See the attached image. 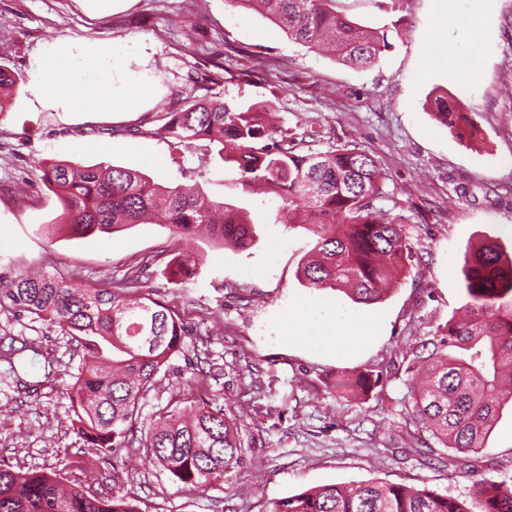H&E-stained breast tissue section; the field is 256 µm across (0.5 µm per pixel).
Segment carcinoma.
<instances>
[{
	"label": "carcinoma",
	"instance_id": "carcinoma-1",
	"mask_svg": "<svg viewBox=\"0 0 512 512\" xmlns=\"http://www.w3.org/2000/svg\"><path fill=\"white\" fill-rule=\"evenodd\" d=\"M336 0H227L234 9L259 4L288 36L310 48L332 45L337 58L365 67L392 47L387 31L361 26L336 13ZM436 119L462 139L477 127L469 113L434 99ZM271 106H228L218 95L185 97L161 116L170 153L179 159L207 141L225 153L239 180L273 190L282 207L301 204L302 225L316 237L301 263L304 286L345 293L371 305L384 299L415 252L404 225L381 219L387 174L368 153L343 146L312 149L313 134L270 121ZM39 180L58 198L62 213L47 228L49 238L114 234L134 224H158L183 248L168 262V281L195 285L204 263L194 241L207 228L213 245L244 252L254 241V223L238 209L209 200L200 187L166 186L139 170L104 162L83 166L42 160ZM465 303L460 313L416 339L397 370L407 375L415 427L412 451L438 444L450 451L442 463L472 480L469 499L428 488L368 481L325 484L278 499L269 512H512V485L492 473L501 463L483 454L484 443L512 401V256L499 243L482 240L463 256ZM149 266L132 268L116 283H88L32 274L0 264V310L59 329L82 352L67 396L77 435L87 446L109 451L139 444L168 477L203 487L222 482L246 462L241 423L224 408L185 397L159 408L146 432L135 434L139 411L169 361L182 353L191 327L153 297ZM367 376L336 377V391L365 394ZM0 512H139L126 496L89 494L64 486L58 474L34 471L22 477L0 463Z\"/></svg>",
	"mask_w": 512,
	"mask_h": 512
}]
</instances>
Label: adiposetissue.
<instances>
[{
  "label": "adipose tissue",
  "instance_id": "ef3b65f1",
  "mask_svg": "<svg viewBox=\"0 0 512 512\" xmlns=\"http://www.w3.org/2000/svg\"><path fill=\"white\" fill-rule=\"evenodd\" d=\"M436 30L448 31L464 28L465 38L448 45L446 54L425 60L424 69L442 68L456 74L460 59H467L466 73L478 78L482 71V55L470 54L472 44L483 43L484 29L477 18H464L463 14L447 9L434 18ZM112 45L86 44L77 46L64 40L50 44L44 59L33 73L32 93L42 103L66 112H107L121 107L112 96ZM368 333L365 324L347 317H337L331 327L301 335L300 340L309 347L328 346L337 353L351 351Z\"/></svg>",
  "mask_w": 512,
  "mask_h": 512
}]
</instances>
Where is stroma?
Masks as SVG:
<instances>
[{"label":"stroma","mask_w":512,"mask_h":512,"mask_svg":"<svg viewBox=\"0 0 512 512\" xmlns=\"http://www.w3.org/2000/svg\"><path fill=\"white\" fill-rule=\"evenodd\" d=\"M437 8L438 0H336V12L351 21L388 30L390 49L374 66L356 68L226 0H112L107 11L89 0H0V63L21 77L0 119V257L22 269L78 270L94 282L151 261L156 298L192 332L159 376L141 426L189 393L240 420L251 449L227 482L193 488L147 462L145 449L112 456L84 446L66 396L80 359L73 343L56 328L0 311V347H25L28 360L19 377L0 362V462L21 474H59L99 496L120 491L141 512H269L272 501L309 487L371 480L468 496L469 478L404 455L412 395L405 374L390 367L412 338L463 304L460 269L470 245L490 239L512 254V0H491L476 79L423 71V56L448 45L431 25ZM59 39L113 44L121 51L114 89L145 83L149 95L127 97L115 112L40 105L30 80L44 48ZM206 84L233 107L271 103L288 128L320 119L316 150L349 144L375 158L388 175L379 206L405 225L418 255L384 300L360 305L303 287L297 269L312 235L288 229L275 193L243 186L230 164L203 148L187 167H204L200 186L210 200L246 210L255 242L245 252L198 242L206 260L190 291L162 275L177 245L159 225L80 239L41 235L40 225L61 212L38 179L42 159L106 161L164 185L190 184L171 160L159 117ZM442 93L472 112L479 133L471 144L436 121L431 101ZM302 310L323 320L345 311L370 335L345 355L309 348L288 332L289 317ZM200 358L212 368L202 384L193 376ZM340 373L380 382L363 399L345 398L332 386ZM27 380L38 382L36 394L24 388Z\"/></svg>","instance_id":"stroma-1"}]
</instances>
